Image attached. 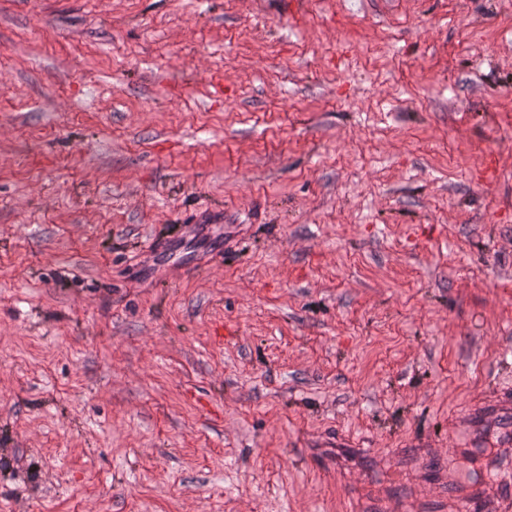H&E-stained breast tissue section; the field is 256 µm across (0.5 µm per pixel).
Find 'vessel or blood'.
<instances>
[{
  "label": "vessel or blood",
  "instance_id": "b4317fda",
  "mask_svg": "<svg viewBox=\"0 0 512 512\" xmlns=\"http://www.w3.org/2000/svg\"><path fill=\"white\" fill-rule=\"evenodd\" d=\"M463 426L471 440L485 427L499 428L501 440L496 476L484 489L456 491V512H512V391L497 390L469 411Z\"/></svg>",
  "mask_w": 512,
  "mask_h": 512
}]
</instances>
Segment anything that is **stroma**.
Here are the masks:
<instances>
[{
    "instance_id": "1",
    "label": "stroma",
    "mask_w": 512,
    "mask_h": 512,
    "mask_svg": "<svg viewBox=\"0 0 512 512\" xmlns=\"http://www.w3.org/2000/svg\"><path fill=\"white\" fill-rule=\"evenodd\" d=\"M495 387L512 0H0V512H436Z\"/></svg>"
}]
</instances>
